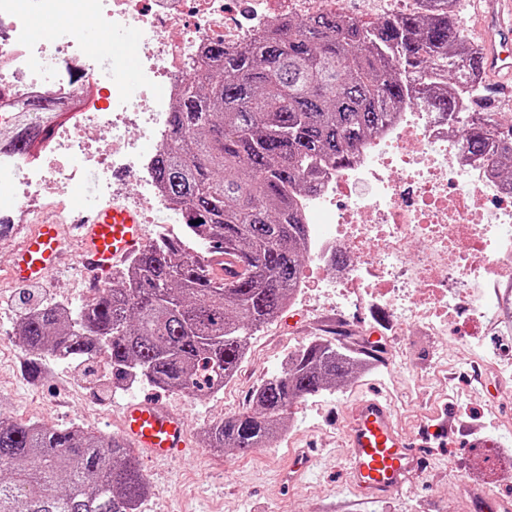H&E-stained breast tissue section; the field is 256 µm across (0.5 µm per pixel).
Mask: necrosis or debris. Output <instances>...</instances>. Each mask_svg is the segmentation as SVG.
Wrapping results in <instances>:
<instances>
[{
    "label": "necrosis or debris",
    "instance_id": "obj_1",
    "mask_svg": "<svg viewBox=\"0 0 512 512\" xmlns=\"http://www.w3.org/2000/svg\"><path fill=\"white\" fill-rule=\"evenodd\" d=\"M268 2L245 0L243 20L229 0H40L41 13L64 22L80 15L136 28L130 84L116 60L85 56L66 25L30 38V13L0 0V131L17 125L16 106L27 99L62 107L51 135L25 156L0 151V183L13 189L0 196V224L32 225L50 210L67 220L73 181L108 199L121 168L162 236L180 235L153 174L167 114L210 42L241 45L275 19ZM297 206L311 228L298 293L328 289L340 320L349 309L381 306L437 336L464 316L462 341L512 392V348L494 349L484 334L491 322L512 333V194L465 151L458 126L411 101L356 142L347 165H321L316 191Z\"/></svg>",
    "mask_w": 512,
    "mask_h": 512
}]
</instances>
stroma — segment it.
Returning a JSON list of instances; mask_svg holds the SVG:
<instances>
[{"label": "stroma", "mask_w": 512, "mask_h": 512, "mask_svg": "<svg viewBox=\"0 0 512 512\" xmlns=\"http://www.w3.org/2000/svg\"><path fill=\"white\" fill-rule=\"evenodd\" d=\"M41 302L81 304L93 291L73 271L52 274L36 285ZM354 333L349 346H361L371 330L392 351V360L366 371L339 393L306 397L302 411L291 414L275 445L248 455L234 450L215 452L194 445V451L169 464L144 463L151 492L140 512H479L470 490L467 466L472 439L497 440L512 452V396H505L493 366L481 371L487 389L472 397V356L454 335L432 336L412 327L396 326L380 308L354 309L348 314ZM336 312L320 288L311 289L304 304L289 307L254 335L257 349L244 358L237 376L216 394L190 397L149 384L128 390L90 382V375L108 376L109 365L97 359L89 373L74 364L47 356L39 384L22 373L18 344H0V414L47 426L73 423L115 435L124 405L136 398L159 397L182 414L190 436L224 415L245 409L260 381L278 372L285 356L316 338L335 339ZM447 350V364L438 353ZM388 397L403 432L417 434L421 421L438 411L474 427L471 439L429 437L424 452L431 459L423 478L406 483L399 494L373 503L360 502L351 491L342 459V426L338 421L350 397L364 386ZM310 448L320 463L305 479L283 486L277 478L292 449Z\"/></svg>", "instance_id": "35a3bbf8"}]
</instances>
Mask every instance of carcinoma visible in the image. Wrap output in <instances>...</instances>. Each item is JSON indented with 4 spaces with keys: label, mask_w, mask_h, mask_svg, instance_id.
Returning a JSON list of instances; mask_svg holds the SVG:
<instances>
[{
    "label": "carcinoma",
    "mask_w": 512,
    "mask_h": 512,
    "mask_svg": "<svg viewBox=\"0 0 512 512\" xmlns=\"http://www.w3.org/2000/svg\"><path fill=\"white\" fill-rule=\"evenodd\" d=\"M374 21L332 11L263 28L244 46L211 44L167 117L154 175L185 237L135 253L94 297L74 309L29 308L15 323L23 368L42 357L85 365L107 360L117 388L148 383L191 396L215 393L237 374L246 345L290 303L307 252V225L293 195L315 190L313 164L347 163L411 98L460 116L457 95L430 85L474 84L481 52L465 50L457 0ZM6 146L22 154L55 119L36 98ZM467 151L490 163L512 192V119L465 120ZM201 223H195V220ZM201 240L237 259L217 278L185 244ZM358 364L341 341L314 339L252 393L248 408L204 430L207 448L248 453L285 427L300 399L338 390ZM150 489L132 450L84 426L0 417V512H138Z\"/></svg>",
    "instance_id": "cac0c4a2"
}]
</instances>
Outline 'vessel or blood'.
I'll use <instances>...</instances> for the list:
<instances>
[{
    "mask_svg": "<svg viewBox=\"0 0 512 512\" xmlns=\"http://www.w3.org/2000/svg\"><path fill=\"white\" fill-rule=\"evenodd\" d=\"M472 8L482 41L483 71L496 79L488 100L494 107L512 97V0H473ZM71 30L99 53L124 54L133 43L128 33L105 27L75 24ZM144 244L137 208L117 203L97 207L69 226L53 220L37 225L17 246L9 275L20 284H39L69 257L96 287ZM121 437L155 464L181 456L189 446L182 417L159 399L128 403ZM342 446L350 481L367 500L400 492L427 468L414 438L398 427L390 403L375 395L359 396L347 407ZM313 464L306 450H297L290 454L280 479L295 483Z\"/></svg>",
    "mask_w": 512,
    "mask_h": 512,
    "instance_id": "vessel-or-blood-1",
    "label": "vessel or blood"
}]
</instances>
